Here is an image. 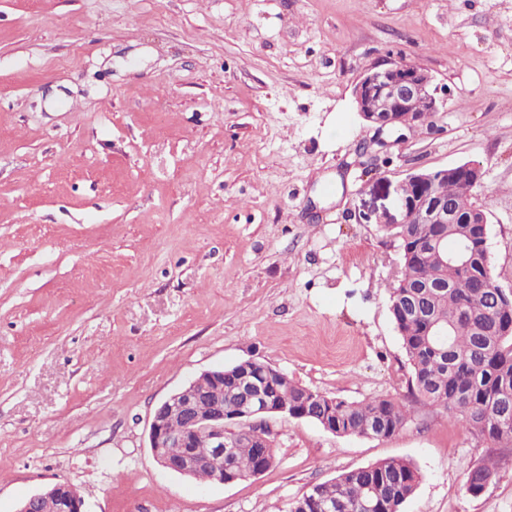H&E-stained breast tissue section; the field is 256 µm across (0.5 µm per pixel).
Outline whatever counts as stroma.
I'll return each instance as SVG.
<instances>
[{
	"instance_id": "stroma-1",
	"label": "stroma",
	"mask_w": 512,
	"mask_h": 512,
	"mask_svg": "<svg viewBox=\"0 0 512 512\" xmlns=\"http://www.w3.org/2000/svg\"><path fill=\"white\" fill-rule=\"evenodd\" d=\"M428 72L427 127L376 136L354 86ZM480 162L512 290V0H0V512L53 482L88 512H289L343 471L410 461L402 512H512V456L417 405L394 436L267 421L232 484L167 471L155 408L245 360L347 401L399 399L389 313L411 171Z\"/></svg>"
}]
</instances>
